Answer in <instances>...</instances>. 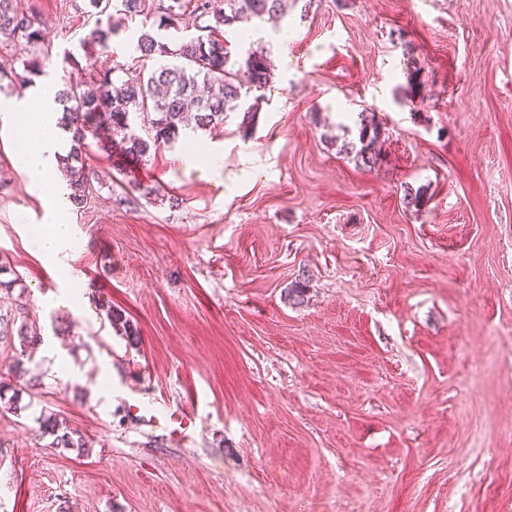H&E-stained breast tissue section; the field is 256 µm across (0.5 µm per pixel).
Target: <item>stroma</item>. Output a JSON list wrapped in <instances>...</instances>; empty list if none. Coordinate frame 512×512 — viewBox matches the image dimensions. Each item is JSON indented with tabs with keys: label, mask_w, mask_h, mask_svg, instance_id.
Instances as JSON below:
<instances>
[{
	"label": "stroma",
	"mask_w": 512,
	"mask_h": 512,
	"mask_svg": "<svg viewBox=\"0 0 512 512\" xmlns=\"http://www.w3.org/2000/svg\"><path fill=\"white\" fill-rule=\"evenodd\" d=\"M35 4L57 85L85 3ZM281 24L287 50L253 44L274 65L254 130L191 136L217 175L179 143L134 167L90 146L54 262L0 112V378L20 323L41 334L40 386L0 408V512H512V0H293ZM364 111L372 169L341 151ZM44 411L89 453L52 447ZM107 318L111 328L120 336H123L129 344L135 345L139 342L137 330L133 328L130 319L120 307L110 306L107 310Z\"/></svg>",
	"instance_id": "1"
}]
</instances>
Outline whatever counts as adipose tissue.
Returning a JSON list of instances; mask_svg holds the SVG:
<instances>
[{
	"label": "adipose tissue",
	"instance_id": "adipose-tissue-1",
	"mask_svg": "<svg viewBox=\"0 0 512 512\" xmlns=\"http://www.w3.org/2000/svg\"><path fill=\"white\" fill-rule=\"evenodd\" d=\"M56 89L47 86L31 93L29 99H0V112L10 113L22 149L15 159L17 171L35 188L53 182L60 154V130L57 125ZM68 200L58 194L49 198L42 224L33 226L30 241L49 260L67 248L72 228L67 220Z\"/></svg>",
	"mask_w": 512,
	"mask_h": 512
}]
</instances>
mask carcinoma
Returning <instances> with one entry per match:
<instances>
[{
  "instance_id": "obj_1",
  "label": "carcinoma",
  "mask_w": 512,
  "mask_h": 512,
  "mask_svg": "<svg viewBox=\"0 0 512 512\" xmlns=\"http://www.w3.org/2000/svg\"><path fill=\"white\" fill-rule=\"evenodd\" d=\"M283 2L88 0L94 24L80 41L81 48L107 49L111 36L125 21L139 17L143 25L137 39L140 58L160 57L166 63L123 81L116 89L112 80L115 69L98 65L90 52L85 53L83 62L65 53V62L72 70L63 75L57 99L62 106L58 124L71 134L70 149L60 157L69 173L68 198L79 205L88 193L91 172L85 146L90 137L107 155H120L133 164L142 162L151 149L177 142L191 122L199 129L216 128L236 114L241 118L239 128L249 130L269 83L268 57L262 50L249 49L242 61L231 59L219 32L224 27L243 34L255 20L283 15ZM188 13L195 17L199 34L169 39L166 32L180 30ZM0 34L31 50L22 72H0V81L20 89L32 86L35 79L45 75L44 61L49 54L47 33L37 10L27 0H0ZM382 137L383 129L375 114L366 115L361 118L359 145L349 142L343 145V152L355 154L357 162L371 169L381 157L377 146ZM107 318L118 335L132 345L139 342L137 330L122 308L109 307ZM16 336L19 349L10 373L20 378L28 375L25 363L41 338L33 335L24 322ZM38 423L42 434L53 437V447L88 450L84 432L57 417L43 414Z\"/></svg>"
}]
</instances>
